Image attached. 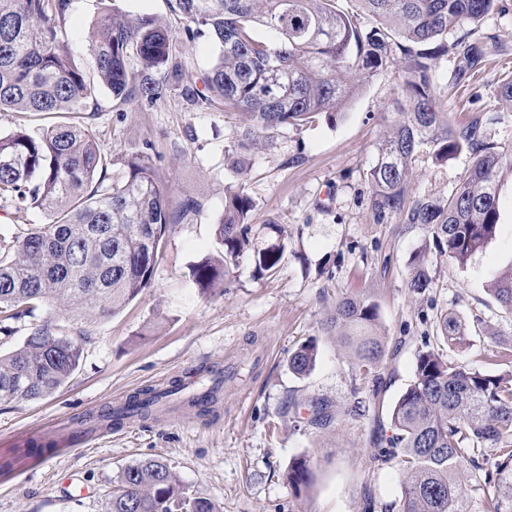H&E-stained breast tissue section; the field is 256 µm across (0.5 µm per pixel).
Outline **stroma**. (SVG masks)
I'll return each mask as SVG.
<instances>
[{"label": "stroma", "instance_id": "obj_1", "mask_svg": "<svg viewBox=\"0 0 512 512\" xmlns=\"http://www.w3.org/2000/svg\"><path fill=\"white\" fill-rule=\"evenodd\" d=\"M104 6V0H72L58 30L82 67L90 65L85 36ZM479 33L493 42L479 72L452 85L457 61L448 55L435 61L433 85L453 121L482 116L487 136L511 148L512 108L499 100L498 85L501 72L512 70V0H498ZM399 81L396 67L385 68L336 123L281 130L271 147L254 137L237 152L247 165L243 177L224 147L251 127L249 115L200 108L178 90L152 105L121 103L97 91L99 111L79 120L92 128L102 154H131L152 142L169 202L192 195L203 209L171 226L150 288L122 311L89 327L62 321L64 334L82 337L83 353L58 391L0 405V443L21 453L12 468L0 469V512H105L122 471L147 460L167 463L180 488L208 498L215 512H364L369 496L375 512H399V468L373 459L369 439L376 423H388L410 384L418 351L436 334L437 313L467 326V342L444 349L450 363L512 372L494 362L501 348L512 346V314L491 291L492 277L512 269V172L501 175L494 237L465 263L433 261L435 286L422 295L411 293L407 282L426 228L375 223L367 205L365 176L393 131ZM295 154L300 162L290 163ZM472 163L467 153L441 166L421 156L409 193L446 197ZM241 183L253 200L250 222L261 230L257 248L279 240L264 234L263 225L284 228L281 262L263 277L244 259L227 287L202 290L189 267L222 253L216 229L224 192ZM346 293L369 295L378 306L389 349L377 368L381 392H374L372 379L357 376L322 327ZM309 339L319 355L310 374L300 376L288 358ZM204 364L241 371L225 383L209 416H154L104 433L88 447L24 457L25 440L39 438L46 426L77 423L115 398L186 378ZM318 398L361 409L317 429L308 419L309 403ZM299 456L309 460L313 480L297 495L285 473Z\"/></svg>", "mask_w": 512, "mask_h": 512}]
</instances>
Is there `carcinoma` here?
<instances>
[{
  "label": "carcinoma",
  "mask_w": 512,
  "mask_h": 512,
  "mask_svg": "<svg viewBox=\"0 0 512 512\" xmlns=\"http://www.w3.org/2000/svg\"><path fill=\"white\" fill-rule=\"evenodd\" d=\"M183 26L174 31L150 16L132 18L117 5L105 7L86 36L96 82L77 65L58 38L72 0H0V112H96V87L113 99L154 103L180 90L195 105L228 114L246 113L247 135L335 122L379 70L400 73L397 118L367 173V203L378 224H420L431 239L411 261L407 288L433 287L430 254L460 264L481 250L499 222L497 177L512 170V149L490 142L482 120L452 125L441 109L430 71L442 53L458 58V75L475 73L487 47L475 37L496 0H354L344 11L337 0H170ZM370 16L375 23L364 25ZM267 27L262 39L255 27ZM207 32L220 52L204 73L188 68L176 41L193 43ZM456 33L452 42L448 34ZM474 162L463 184L442 200L413 198L407 185L424 153L444 164L462 152ZM0 198L16 211L38 208L49 222L23 236L0 237V335L46 313L23 344L0 356V403L36 400L55 393L77 370L81 342L66 336L57 319L86 323L113 315L150 287L168 228L201 210L192 196L167 201L151 146L107 162L91 129L57 124L33 136L22 129L0 135ZM252 199L243 185L224 195L217 234L218 257L190 266L202 289L225 283L230 270L254 252L257 273L271 275L281 247L255 249L248 216ZM502 308L512 313V270L492 283ZM355 369L373 376L386 355L377 305L367 296L336 301L324 323ZM466 342L455 316L436 317V341L419 351L412 383L390 414L391 435L374 442L371 454L396 461L402 470L401 512H470L466 476L480 484L481 461L492 460L484 479L497 490L484 512H512V375L469 371L448 362L444 347ZM316 343L308 340L289 356L303 375L316 365ZM198 381L209 406L192 396L184 404L209 415L224 387V370L202 366ZM182 393L175 380L161 392L141 389L116 408L100 411L109 428L149 416L163 399ZM309 424L326 429L339 420L329 400L312 405ZM288 485L307 488L312 472L305 459L288 468ZM107 512H214L212 502L188 495L170 467L156 460L130 465L119 477Z\"/></svg>",
  "instance_id": "1"
}]
</instances>
